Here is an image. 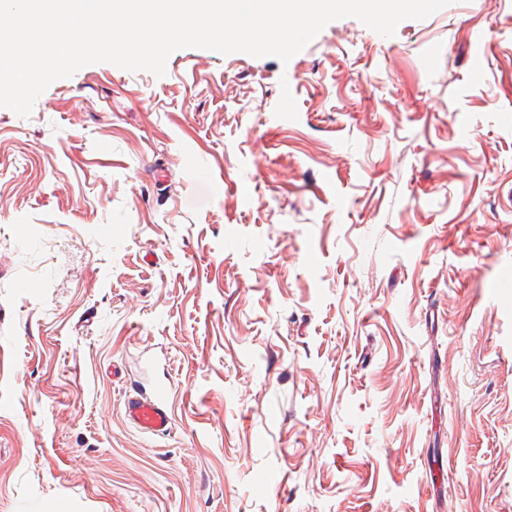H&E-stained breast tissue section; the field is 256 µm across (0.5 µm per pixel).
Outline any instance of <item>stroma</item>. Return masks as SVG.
<instances>
[{
	"mask_svg": "<svg viewBox=\"0 0 512 512\" xmlns=\"http://www.w3.org/2000/svg\"><path fill=\"white\" fill-rule=\"evenodd\" d=\"M504 111L512 0L0 107V512H512ZM167 399L168 389L163 385H158L149 398L130 392L124 401L125 418L142 433L165 435L172 423Z\"/></svg>",
	"mask_w": 512,
	"mask_h": 512,
	"instance_id": "1",
	"label": "stroma"
}]
</instances>
